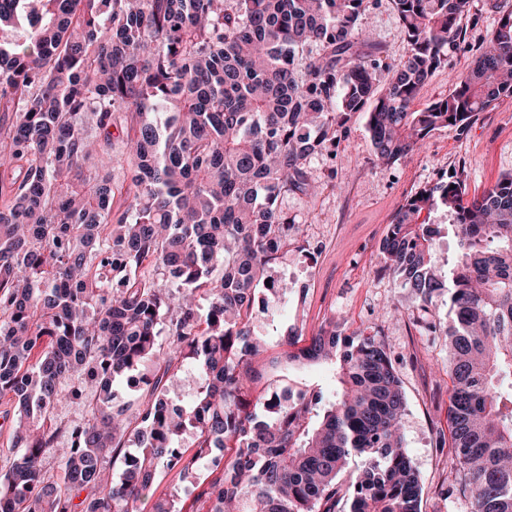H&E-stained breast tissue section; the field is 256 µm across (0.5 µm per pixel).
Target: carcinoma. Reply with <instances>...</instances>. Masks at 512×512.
I'll use <instances>...</instances> for the list:
<instances>
[{
    "instance_id": "1",
    "label": "carcinoma",
    "mask_w": 512,
    "mask_h": 512,
    "mask_svg": "<svg viewBox=\"0 0 512 512\" xmlns=\"http://www.w3.org/2000/svg\"><path fill=\"white\" fill-rule=\"evenodd\" d=\"M366 2L0 0V512H184L154 497L159 470L189 484L193 512H422L377 331L284 336L289 361L331 369L334 399L252 395L257 324L295 291L274 276L299 234L282 203L316 194L308 164L349 115L366 111L392 164L512 97V11L417 108L468 0H393L406 51L382 88L358 52ZM439 211L459 243L444 264ZM380 255L422 311L448 294V324L427 326L448 347L439 447L466 512H512V174L472 197L453 176L417 191ZM146 361L148 399L115 406ZM187 364L195 392L173 405ZM70 404L77 421L56 413Z\"/></svg>"
}]
</instances>
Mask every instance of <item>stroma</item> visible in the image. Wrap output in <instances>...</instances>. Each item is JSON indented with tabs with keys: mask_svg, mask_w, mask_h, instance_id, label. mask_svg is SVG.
<instances>
[{
	"mask_svg": "<svg viewBox=\"0 0 512 512\" xmlns=\"http://www.w3.org/2000/svg\"><path fill=\"white\" fill-rule=\"evenodd\" d=\"M506 11H512V0H470L459 21L461 37L448 52V67L424 85L418 104L448 94L452 76L470 68ZM362 25L372 40L361 45L360 52L383 61L375 78L378 85H385L390 66L405 52L392 0H372ZM309 170L323 189L313 197L295 194L284 201V210L300 226V237L275 267L277 274L297 280L302 290L289 297L279 320L260 328L266 346L255 365L264 370L265 380L254 390L268 391L270 382L286 375L333 395L335 381L326 366L277 364L283 352L279 337L287 327H297L305 339L324 328L342 333L359 326L375 328L390 345L405 391L404 440L420 474L422 512H465L469 488L451 471L447 452L438 448L439 440L449 436L448 349L431 343L424 330L428 321H447L448 299L438 297L431 311L420 310L410 289L382 270L378 254L396 211L441 176L458 174L473 195L512 174V98L480 113L465 132L436 131L424 150L385 168L375 162L365 113H354L335 147L313 158ZM310 247L316 251L311 261L303 255ZM392 304L399 307L402 319L388 320Z\"/></svg>",
	"mask_w": 512,
	"mask_h": 512,
	"instance_id": "stroma-1",
	"label": "stroma"
}]
</instances>
